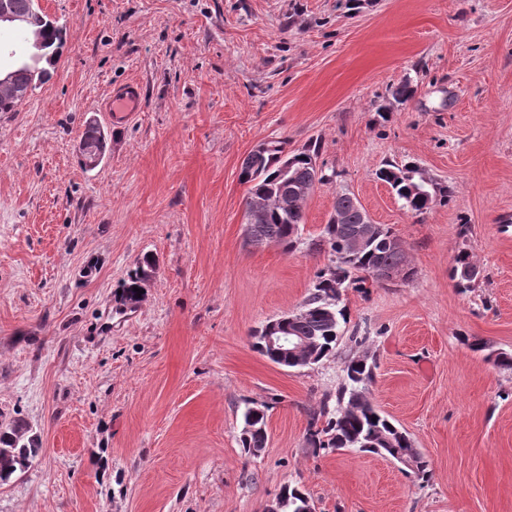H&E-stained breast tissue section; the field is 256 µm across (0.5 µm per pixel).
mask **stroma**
Masks as SVG:
<instances>
[{
	"mask_svg": "<svg viewBox=\"0 0 512 512\" xmlns=\"http://www.w3.org/2000/svg\"><path fill=\"white\" fill-rule=\"evenodd\" d=\"M39 4L67 35L51 79L0 113V423L28 422L41 452L0 485V512H264L287 484L316 512H512V372L487 359L512 352V0ZM130 81L139 111L105 123V159L83 169L86 121ZM279 139L318 143L334 175L289 253L246 243L239 179ZM406 160L452 186L448 205L403 208L376 171ZM341 192L392 227L415 276L343 290L334 355L277 366L251 333L311 292ZM463 247L481 271L467 291L450 278ZM148 253L128 318L119 292ZM362 354L429 481L309 447L310 411ZM248 406L266 413L257 455Z\"/></svg>",
	"mask_w": 512,
	"mask_h": 512,
	"instance_id": "35a3bbf8",
	"label": "stroma"
}]
</instances>
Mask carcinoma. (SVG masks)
<instances>
[{
  "instance_id": "carcinoma-1",
  "label": "carcinoma",
  "mask_w": 512,
  "mask_h": 512,
  "mask_svg": "<svg viewBox=\"0 0 512 512\" xmlns=\"http://www.w3.org/2000/svg\"><path fill=\"white\" fill-rule=\"evenodd\" d=\"M8 8L20 20L22 30L40 37V45H32L33 57L23 54L8 72L9 87L0 86V112H15L22 102L33 93L37 84L51 77L60 49L64 44L66 30L49 19L35 0H5ZM45 66H40V63ZM85 150L81 162L85 169L92 170L105 156L106 137L97 121L86 122L81 135ZM320 146L309 143L297 150H288V141L270 140L250 151L241 163V182L249 185L245 208H250L254 197L266 201V208L253 222L248 232L252 242L263 244L274 242L285 252L296 249L300 243V224L304 223V203L301 197L288 209L280 205L285 191L295 189L314 191L316 185L330 180V176L317 166ZM422 170L415 161L388 163L376 172L377 178L390 186L402 206L422 214L430 205L448 204L452 197L451 186L433 182L427 185L421 178ZM358 200L344 192L338 195L334 210L342 213L343 223L332 221L325 224L321 238L314 248H328L330 264L322 269L313 285L312 292L304 301L303 314L285 313L267 321L253 334V349L269 361L284 367H292L289 356L279 353L267 344L268 336H306L314 342L311 364L317 365L333 354L342 337V323L346 322L344 310L339 307L340 293L336 289L358 288L367 281L382 283L378 273L406 266L403 282L414 278L415 270L406 265L403 253L388 247L386 238L393 235L386 224L376 225L374 243L360 253L344 248L362 226V215L357 208ZM473 265L470 252L461 248L453 257L450 277L455 286L471 287L472 280L465 270ZM156 268V259L145 255L138 266L128 275L124 284L123 299L134 305L140 297L134 288H144ZM376 363L369 359L351 357L344 362L345 382L336 395H326L318 410L310 414L307 443L312 452L355 448L361 452L393 457L399 453L411 456L416 462L413 474L419 479L430 476L427 458L414 446L408 433L397 427L373 405L370 386L374 381ZM244 425L255 432L243 439L245 450L266 446L265 412L258 407H248L243 413ZM41 451L37 436L21 419L0 424V485L24 471ZM281 496L288 500V512L297 509L309 495L297 486L286 485Z\"/></svg>"
}]
</instances>
